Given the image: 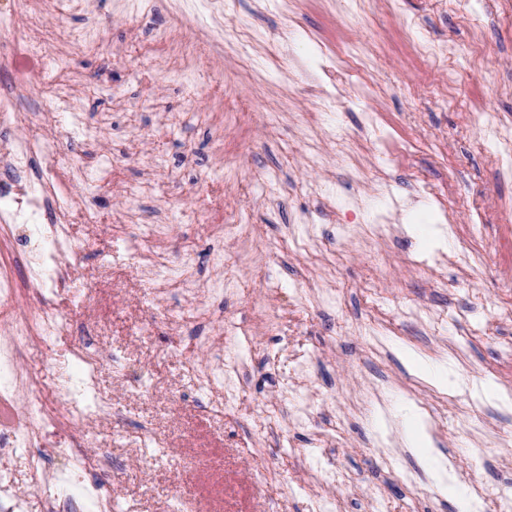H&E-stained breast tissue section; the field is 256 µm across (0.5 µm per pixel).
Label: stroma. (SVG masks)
<instances>
[{"mask_svg": "<svg viewBox=\"0 0 512 512\" xmlns=\"http://www.w3.org/2000/svg\"><path fill=\"white\" fill-rule=\"evenodd\" d=\"M54 2H33L50 45L22 94L54 85L68 107L11 134L52 147L35 155V173L51 159L81 171L66 226L80 255L54 301L123 366L99 373L113 413L92 426L118 463L114 512H457L404 441L416 411L482 512L512 499V414L480 391L487 381L512 390V177L479 137L484 112L512 128V8L81 0L61 25ZM166 29L197 52L185 74L156 52ZM86 32L92 49L72 56ZM418 36L446 58H420ZM475 44L493 66L474 62ZM131 183L146 193L128 197ZM231 207L249 237L213 235ZM184 241L191 290L159 296L133 257L162 245L174 261ZM218 250L238 283L214 301ZM210 303L239 366L237 398L221 412L198 407L175 321ZM410 308L424 321H408ZM75 342L29 343L23 362L44 382L67 377ZM406 353L451 370V386L412 372ZM33 455L2 451L0 467L25 512H48L31 486Z\"/></svg>", "mask_w": 512, "mask_h": 512, "instance_id": "stroma-1", "label": "stroma"}]
</instances>
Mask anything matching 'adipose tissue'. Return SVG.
<instances>
[{
  "mask_svg": "<svg viewBox=\"0 0 512 512\" xmlns=\"http://www.w3.org/2000/svg\"><path fill=\"white\" fill-rule=\"evenodd\" d=\"M406 444L414 448L425 470L433 479L442 495L448 496L454 502L457 512H475V505L466 490L456 484L451 470L435 451L434 441L426 424L419 419L405 430Z\"/></svg>",
  "mask_w": 512,
  "mask_h": 512,
  "instance_id": "obj_1",
  "label": "adipose tissue"
}]
</instances>
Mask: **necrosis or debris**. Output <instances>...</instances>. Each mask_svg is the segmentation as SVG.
<instances>
[{"label":"necrosis or debris","mask_w":512,"mask_h":512,"mask_svg":"<svg viewBox=\"0 0 512 512\" xmlns=\"http://www.w3.org/2000/svg\"><path fill=\"white\" fill-rule=\"evenodd\" d=\"M39 25V17L27 8L26 0H14L10 15L0 16V75L13 86L12 91L0 94V126L8 128L29 120L18 89L43 58L45 42L35 33ZM33 156L34 147L27 140H0V168L12 174L15 184L13 191L0 198L22 212L50 209L56 216L52 225L30 227L37 246L26 253L24 266L40 300L28 312L13 317L0 332V408L5 411L0 418V446L36 449L31 484L46 493L49 512H112L107 485L115 463L103 449L91 447L87 431L92 415L112 412L107 396L94 390L106 357L93 338L80 337L73 350L75 376L49 386L36 374L22 371L20 365L23 343H47L72 330L71 321L60 315L52 300L66 288L75 261V248L65 231L69 170L53 166L37 181L26 180ZM140 262L156 277L162 294L184 288L193 275L191 265H172L161 250L141 254ZM177 322L192 332L186 343L188 351L206 348L214 353V363L204 374L209 397L203 402L204 408H214L212 394L229 397L236 387L224 371V328L211 322L206 307L180 313ZM54 432H68L72 438L65 445L48 446L46 437ZM58 455L66 457L68 468L52 466Z\"/></svg>","instance_id":"1"}]
</instances>
